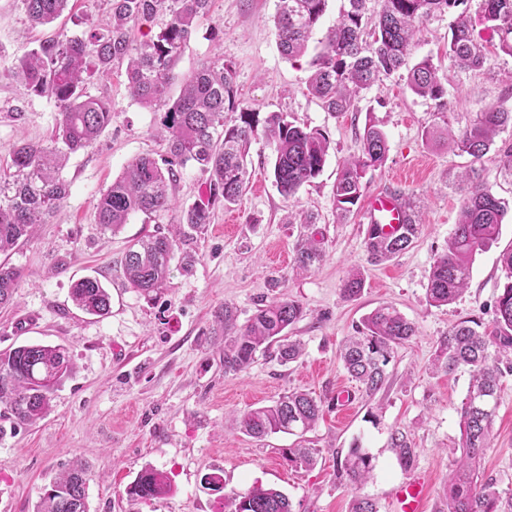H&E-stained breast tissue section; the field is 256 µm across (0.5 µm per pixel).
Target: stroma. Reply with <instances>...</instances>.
<instances>
[{
  "mask_svg": "<svg viewBox=\"0 0 512 512\" xmlns=\"http://www.w3.org/2000/svg\"><path fill=\"white\" fill-rule=\"evenodd\" d=\"M343 0H328L314 30L307 56L282 57L275 27L276 0H214L199 23L174 74L193 71L205 58L223 54L236 73L245 108L267 116L283 111L297 124L327 131L331 149L324 169L295 197L283 196L270 171L271 148L252 142L248 182L232 205H216L205 233L189 248L196 257L190 273L173 268L170 286L149 300L124 281L121 260L129 239L168 231L178 210L135 215L121 232L102 231L95 204L124 167L145 153L161 158L167 143L154 134L155 114L128 94L123 74L93 81L91 95L112 103V123L92 148L71 155L62 171L69 195L50 223L13 250L9 264L23 279L11 303L0 305V351L23 344L63 346L74 364L53 393L52 410L34 426L0 417V512H36L45 486L73 461L92 474L89 512H228L227 499L255 486L273 488L290 499L294 512H348L351 490L336 469L353 443L374 458V478L362 489L379 512H394L391 489L408 476L389 445L391 429L405 430L416 445V470L431 479L425 512H443L445 485L452 469L448 450L457 445L459 410L469 371L434 372L440 336L460 319L484 327L495 319L494 303L506 277L500 255L512 249V210L489 247L477 253L467 290L455 302L435 307L426 296L428 276L448 246L464 194L460 175L470 163L452 140L433 142L425 133L439 125L433 101L411 93L399 75L363 93L354 109L336 115L309 95V56L321 49ZM71 15L29 29L20 0H0V65L10 66L55 32H74L72 16L107 19L99 0H71ZM223 30L221 42L210 28ZM447 20L423 26L409 57H429L448 78V118L453 134L463 132L477 112L490 105H512V58L490 55L479 71H461L448 62ZM53 101L24 95L12 80L0 79V155L16 142L43 143L57 119ZM384 131L385 164L367 170L363 194L396 190L418 206L421 224L413 244L394 258L370 263L364 247V202L338 218L333 205L337 172L361 149L368 122ZM512 144V129L495 139L483 164L491 192L512 203V171L497 149ZM315 216L312 224H291L289 212ZM316 235L325 250L310 272L294 266L300 235ZM363 272L355 299L341 288L352 268ZM92 276L111 295L102 318L85 314L71 301L75 280ZM298 301L303 318L293 334L303 345L295 362L258 357L236 375L224 372V339L214 333V314L224 305L247 320L261 301ZM394 305L417 328L399 346L389 365L387 385L366 396L348 376L339 348L355 325L376 307ZM291 391H306L324 401V414L304 439L276 433L258 440L240 432L235 416L270 404ZM316 449L310 469L291 468L283 449L297 442ZM154 467L171 481L161 499L135 502L125 494L141 469ZM223 478L219 491L208 489L206 475ZM484 478L498 489H512V372H505L492 425V446L481 463Z\"/></svg>",
  "mask_w": 512,
  "mask_h": 512,
  "instance_id": "stroma-1",
  "label": "stroma"
}]
</instances>
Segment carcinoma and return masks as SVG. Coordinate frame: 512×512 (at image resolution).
<instances>
[{"label":"carcinoma","instance_id":"1","mask_svg":"<svg viewBox=\"0 0 512 512\" xmlns=\"http://www.w3.org/2000/svg\"><path fill=\"white\" fill-rule=\"evenodd\" d=\"M29 24L36 29L52 23L68 10L70 0H20ZM108 6L109 23L95 24L77 18L81 34L64 32L43 38L18 64L0 68V77L14 79L26 95L46 97L59 111L56 125L45 144L19 143L9 150V161L0 165V255H7L29 238L36 224H46L69 194L60 175L70 155L96 144L112 122L109 100L92 96V80L124 69L133 100L158 113L159 133L168 142V156L157 160L143 155L132 160L95 205L96 222L117 233L136 214L151 216L178 207L172 193L180 171L195 166L205 177L206 199L182 209V221L197 233L210 223V209L218 203L233 204L247 180L246 157L258 125L273 147L272 174L279 192L293 197L323 171L331 141L321 129L301 127L286 112H271L264 120L240 107L232 65L217 54L186 75L180 94L168 98L172 71L182 56L200 19L210 12L212 0H101ZM328 0H277L275 24L278 47L288 60L302 55L308 40L326 12ZM330 29L324 48L311 60L307 81L309 94L324 109L341 114L354 107L359 95L383 79L406 68L409 90L434 101L439 112L448 111V80L425 57L408 65V55L419 24L445 15L453 16L445 50L451 64L461 70L484 67L488 49L476 35V27L492 32V47L512 58V0H380L381 8L368 14L367 0H347ZM148 27L146 38L134 36L137 27ZM512 127V107H487L476 113L470 127L459 134L457 149L471 157L460 175L465 196L458 223L448 238V249L438 256L429 274L430 305L446 306L467 288L474 255L499 234L507 213L506 203L483 182L481 162L497 133ZM389 151L385 133L372 122L365 125L362 154L336 177L333 204L344 218L357 205L362 178L369 169L382 166ZM411 222L400 232L386 235L380 225L366 230L368 261H387L408 249L418 232V211L404 200ZM184 234L157 233L130 241L122 259L129 287L153 299L168 287L171 262L178 260L188 273L195 262L185 249ZM324 251L312 236L295 244L297 269L307 271L321 262ZM507 282L495 306V327L478 330L475 320H462L439 338L434 367L447 372L466 367L470 372L468 393L460 410V439L450 449L455 455L448 479L447 512H504L512 508V491L502 496L495 482L482 481L477 464L491 447L492 423L498 405L499 359L512 353V250L500 257ZM22 280L19 268L0 262V305L13 299ZM364 286L361 272L345 281L344 297H357ZM72 302L89 315L110 312L111 297L97 278L81 277L70 291ZM304 316L302 306L291 299L276 298L261 304L244 324L237 310L226 304L214 315L216 331L224 337V374L247 370L258 356L274 355L285 365L303 352L290 331ZM413 322L391 305H381L355 326L340 349L346 373L366 395L373 396L387 383V368L396 347L416 335ZM73 369L69 353L58 345H21L0 352V405L16 425H33L51 409L55 386ZM322 415V401L304 391H292L270 405L248 410L236 419L237 428L253 438L273 433L304 436ZM400 466L411 469L417 448L407 433L396 428L389 435ZM295 469L316 463L315 451L301 444L283 449ZM373 457L360 442L349 449L340 464L353 496L350 512H379L376 501L360 493L373 479ZM88 468L72 463L44 488L37 512H88ZM170 484L163 472L152 467L140 471L126 488L132 501L167 495ZM231 512H293L289 498L272 488L254 487L230 500Z\"/></svg>","mask_w":512,"mask_h":512}]
</instances>
